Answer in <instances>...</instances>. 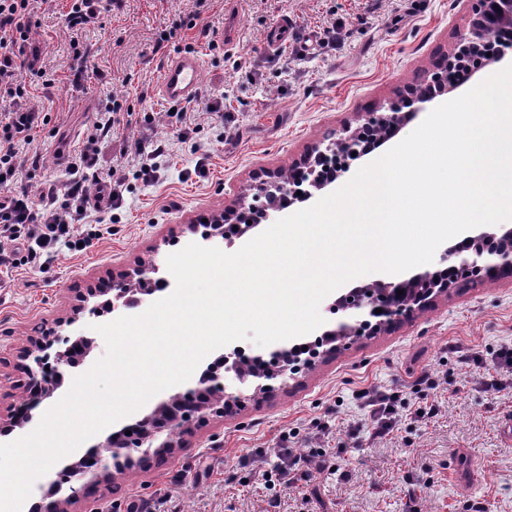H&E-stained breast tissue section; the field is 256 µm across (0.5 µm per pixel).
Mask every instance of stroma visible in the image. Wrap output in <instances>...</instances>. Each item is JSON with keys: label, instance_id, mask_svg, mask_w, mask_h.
I'll use <instances>...</instances> for the list:
<instances>
[{"label": "stroma", "instance_id": "stroma-1", "mask_svg": "<svg viewBox=\"0 0 512 512\" xmlns=\"http://www.w3.org/2000/svg\"><path fill=\"white\" fill-rule=\"evenodd\" d=\"M62 0H40L31 37L43 47L56 83L35 87L31 103L52 115L57 136L42 132L23 150L39 156L27 180H58L82 148L98 112L120 100L127 125L101 147L103 167L128 185L111 235L82 252L60 249L48 261L13 270L0 290V444L24 436L9 429L12 407L25 399L28 376L17 354L55 329L93 339L92 359L105 353L93 323L115 313L73 320L87 288H108L119 272L149 260L168 277L166 259L191 243L189 223L235 204L266 171L287 169L309 146L339 127L399 99L467 29L468 0H122L91 28L74 32ZM197 24L200 94L187 103V139L177 138L172 104L160 96L162 70L177 46L154 52L159 32ZM335 28L327 37V28ZM235 41L225 46L226 30ZM279 30L281 43L266 36ZM97 74L71 77L75 50ZM222 102L223 114L208 107ZM166 139L171 155L157 181L138 179L123 154L138 140ZM204 173H197L198 161ZM512 344V279L483 283L439 300L389 333L363 338L302 374L300 387L249 405L229 419L210 418L186 448L162 464L93 485L69 512H512V383L483 385L485 369L464 367L458 352L490 357ZM429 380H422V372ZM374 388L409 400L397 430L370 441L369 418L357 397ZM438 402L440 413L418 417ZM330 432H322V425ZM291 449L300 462L292 481L270 498L253 460L260 450ZM337 448L338 474L318 472L310 449ZM414 483L417 499L403 490Z\"/></svg>", "mask_w": 512, "mask_h": 512}]
</instances>
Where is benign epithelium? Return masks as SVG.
I'll return each mask as SVG.
<instances>
[{
    "mask_svg": "<svg viewBox=\"0 0 512 512\" xmlns=\"http://www.w3.org/2000/svg\"><path fill=\"white\" fill-rule=\"evenodd\" d=\"M469 2L467 33L448 53L447 64L427 75L426 85L437 87L440 94L451 87L448 65L461 62L471 52L484 50L492 28L512 30V0ZM428 100L427 95L410 87L406 97L390 102L385 111L373 112L354 126H344L327 143L313 144L289 169L294 176V184L285 182L281 170L260 181L250 188L251 200L243 199L238 206L224 210V224L234 227L235 236L240 238L255 227L253 223H240L250 213L256 212L267 221L273 219L280 198L296 192L297 184H302L303 196L308 197L324 187L323 168L335 164L336 159L342 156H363L366 129H375L382 138L389 139L404 120L402 108L416 109ZM439 263L448 264V275L425 270L397 282L378 279L339 296L330 305L331 310L342 313L334 328L324 331L305 349L293 346L271 352L275 366L269 370L261 367L248 370L235 354L224 356V373L209 372L198 380L195 390L200 393L199 398L187 401L177 393L137 421L132 434L127 435L123 430L109 434L101 447L111 449L113 458L97 460L93 479H107L113 469L131 471L152 457L167 455L182 447V436L191 433L195 425L208 417H222L278 387H287L302 369L312 368L321 357L352 344L362 336H377L396 323L417 317L440 297L504 275L512 276V227L507 224L484 225L467 238L465 245L444 249ZM156 271L155 267L137 266L121 274L112 282V287L98 292L89 290L84 305L76 310V314L88 312L98 315L104 307L114 312L142 302L144 297L153 293L146 284L154 282L151 274ZM400 290L403 291L401 295L398 294ZM99 292L104 295L110 293L112 297L100 305L90 304V299ZM377 308L382 312L375 313ZM78 342L85 343L87 339L83 336H61L52 331L35 342L36 350L19 352L20 360L32 361V364L25 365V369L39 383L40 391L10 418V425L30 422L32 411L53 397L63 372L80 365L72 356V345Z\"/></svg>",
    "mask_w": 512,
    "mask_h": 512,
    "instance_id": "7a95c632",
    "label": "benign epithelium"
}]
</instances>
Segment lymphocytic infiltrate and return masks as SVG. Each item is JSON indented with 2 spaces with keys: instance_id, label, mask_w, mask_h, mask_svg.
<instances>
[{
  "instance_id": "f902f5d3",
  "label": "lymphocytic infiltrate",
  "mask_w": 512,
  "mask_h": 512,
  "mask_svg": "<svg viewBox=\"0 0 512 512\" xmlns=\"http://www.w3.org/2000/svg\"><path fill=\"white\" fill-rule=\"evenodd\" d=\"M38 0H0V103H8L0 113V288L6 287V274L13 269L53 254L59 246L78 251L100 238L99 229L79 232L92 202L102 203L105 211L120 210L124 201V178L99 165L101 142L110 139L125 114L120 102L99 113L85 147L71 162L68 176L60 182H38L13 190L24 161L21 148L32 144L37 133L51 122L52 115L28 106L31 92L16 77L25 67L42 85L54 84L53 75L43 65V51L31 38V18ZM368 408V434L376 440L388 436L398 422L403 398L374 389L360 392Z\"/></svg>"
}]
</instances>
